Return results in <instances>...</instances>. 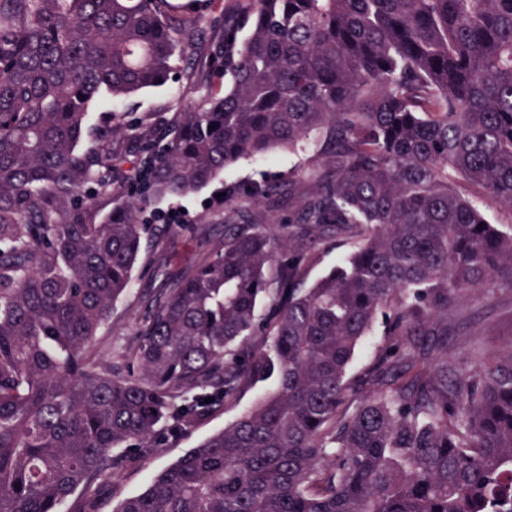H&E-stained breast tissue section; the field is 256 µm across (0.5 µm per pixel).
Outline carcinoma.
<instances>
[{"mask_svg":"<svg viewBox=\"0 0 512 512\" xmlns=\"http://www.w3.org/2000/svg\"><path fill=\"white\" fill-rule=\"evenodd\" d=\"M204 20L170 0H0V512H97L163 434L269 380L114 512H512V345L451 379L412 354L434 324L448 348L461 293L512 291V225L451 181L512 213V0H227L222 28ZM178 76L197 98L160 136L111 109L85 146L91 106ZM115 137L136 143L133 184ZM310 142L297 244L281 251L273 218L224 225L125 365L96 363L143 205ZM331 237L352 251L300 287ZM380 316L393 346L354 383Z\"/></svg>","mask_w":512,"mask_h":512,"instance_id":"carcinoma-1","label":"carcinoma"}]
</instances>
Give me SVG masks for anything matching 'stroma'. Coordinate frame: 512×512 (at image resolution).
Returning a JSON list of instances; mask_svg holds the SVG:
<instances>
[{"label":"stroma","instance_id":"35a3bbf8","mask_svg":"<svg viewBox=\"0 0 512 512\" xmlns=\"http://www.w3.org/2000/svg\"><path fill=\"white\" fill-rule=\"evenodd\" d=\"M192 99V94H179L176 86L170 85L145 90L121 102L119 108L139 120L169 118ZM310 157L307 151L284 149L268 157L241 161L207 187L142 211L141 217L150 222L153 233L134 267L129 294L117 302L110 321L101 331L96 361L123 364L137 345L136 330L148 300L165 283L209 257L224 237L229 212L246 216L256 211L255 206L243 201L234 209H225L219 203V195L241 184L264 181L306 191L312 179ZM430 343L427 337L419 341V353L425 362L445 364L452 370L502 351L512 344V292L482 289L455 302L448 311L447 352L431 351ZM266 389L262 383L246 390L233 404L213 411L176 438L166 440L162 448L138 464L121 469L100 499L98 512H112L120 500L144 491L154 475L189 448L235 421Z\"/></svg>","mask_w":512,"mask_h":512}]
</instances>
